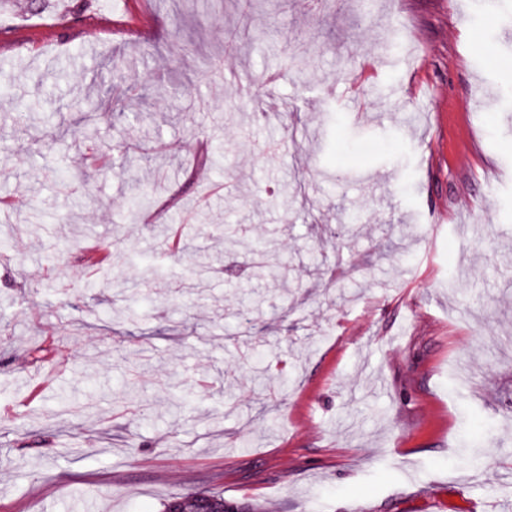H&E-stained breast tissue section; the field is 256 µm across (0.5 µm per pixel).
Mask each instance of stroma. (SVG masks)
<instances>
[{
	"label": "stroma",
	"mask_w": 512,
	"mask_h": 512,
	"mask_svg": "<svg viewBox=\"0 0 512 512\" xmlns=\"http://www.w3.org/2000/svg\"><path fill=\"white\" fill-rule=\"evenodd\" d=\"M30 3L0 6V512L511 498L512 0ZM112 60V111L75 105ZM178 500V507L180 512H199L202 508V504L205 501H209L207 509L210 512H228L229 506L224 501L223 493L209 492L199 493L190 496L173 497L163 504V512H168L172 502Z\"/></svg>",
	"instance_id": "stroma-1"
}]
</instances>
